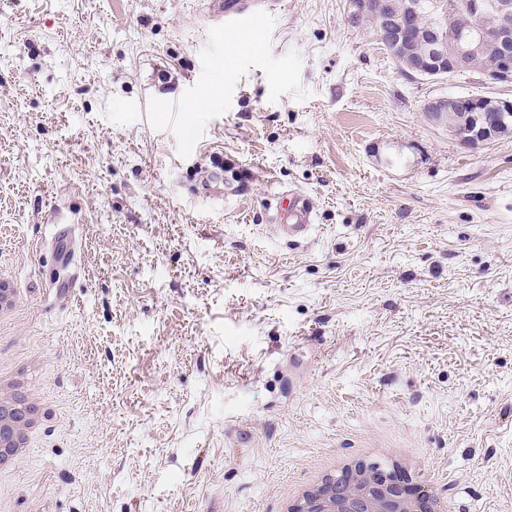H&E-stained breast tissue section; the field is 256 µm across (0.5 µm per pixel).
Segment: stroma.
Listing matches in <instances>:
<instances>
[{"label":"stroma","instance_id":"1","mask_svg":"<svg viewBox=\"0 0 512 512\" xmlns=\"http://www.w3.org/2000/svg\"><path fill=\"white\" fill-rule=\"evenodd\" d=\"M348 8L273 0L238 50L203 0H0V369L35 362L49 407L0 512H279L369 445L512 512V134L469 149L422 110L512 85L408 75ZM215 154L220 206L193 198ZM278 211L285 220L283 232L288 238L305 236L314 224V208L310 200L297 192L288 191L278 197ZM286 202V205L284 203ZM47 224H52L53 232L50 237V245L53 248L55 264L57 268L56 285L57 293L67 300L72 297L73 276L75 262V244L72 237L66 233L69 224H79L77 213L65 204L56 203L49 215Z\"/></svg>","mask_w":512,"mask_h":512}]
</instances>
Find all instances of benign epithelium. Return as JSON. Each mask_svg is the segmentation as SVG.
<instances>
[{
  "mask_svg": "<svg viewBox=\"0 0 512 512\" xmlns=\"http://www.w3.org/2000/svg\"><path fill=\"white\" fill-rule=\"evenodd\" d=\"M358 7L361 11L371 10L380 18L391 56L410 75L446 72L451 76L461 72L467 59L483 53L489 43L497 47L498 54L481 70L483 80L490 84L512 83V0H445L444 12L463 11L477 21L495 12L501 19L499 28L482 33L464 47L448 46L433 27L424 26L417 0H404L399 8L390 0H378L374 5L360 0ZM417 41L423 45L420 52L410 48ZM422 111L433 123L448 127L460 144L478 148L509 127L512 100L485 95L438 97L425 101Z\"/></svg>",
  "mask_w": 512,
  "mask_h": 512,
  "instance_id": "1",
  "label": "benign epithelium"
}]
</instances>
